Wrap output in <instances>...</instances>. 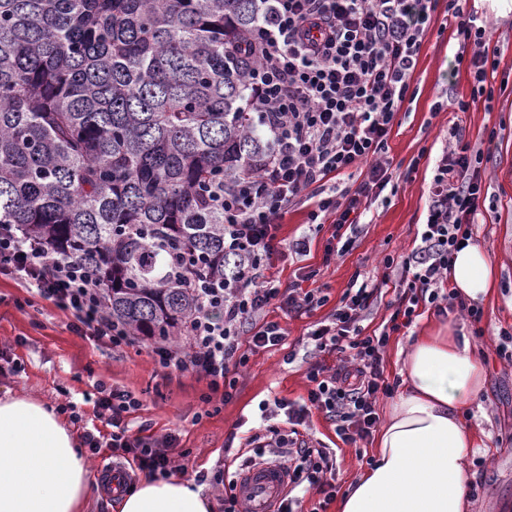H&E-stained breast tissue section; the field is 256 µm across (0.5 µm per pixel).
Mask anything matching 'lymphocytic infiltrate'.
<instances>
[{"label":"lymphocytic infiltrate","mask_w":512,"mask_h":512,"mask_svg":"<svg viewBox=\"0 0 512 512\" xmlns=\"http://www.w3.org/2000/svg\"><path fill=\"white\" fill-rule=\"evenodd\" d=\"M271 12L248 39L254 64L247 72L248 118L267 134L269 151L246 172L225 179L215 200L224 206V252L245 260L243 277L225 278L199 292V308L186 321L185 345L154 343L157 370L191 372L211 392L231 394L250 351L285 345L288 332L268 313L302 315L325 305L321 289L282 287L275 259L285 249L305 253L308 238L285 246L280 225L288 210L308 202V221L329 224L333 238L357 230L362 217L393 181L388 142L404 104L414 98L411 80L428 28L433 0H270ZM458 39L472 46L468 68L473 93L493 101L497 54L487 47L486 26L448 0ZM484 150L456 139L447 142L429 191L427 222L419 244L400 259H386L380 280L349 288L326 322L312 330L315 354H332L335 366L314 363L308 373L304 405L276 401L290 425L303 424L308 409L323 413L346 443L369 438L380 417L379 396L394 391L384 375L383 355L391 336L410 327L420 303L444 313L445 302L465 312L476 338H483L480 309L450 290L453 255L473 238L485 189ZM361 172L354 186L335 182ZM0 274L66 313L71 329L98 347L119 348L133 341L102 303L96 268L52 255L15 224H0ZM395 285L398 305L379 332L364 333L360 322L383 288ZM97 419L111 425L112 450L131 458L149 475L183 477L181 451L170 434L131 432L125 418L138 410L132 393L98 383L84 393ZM253 456L243 467L272 454L287 469L290 496L277 512H295L306 487L332 500L336 458L320 441H299L280 428L249 438Z\"/></svg>","instance_id":"obj_1"}]
</instances>
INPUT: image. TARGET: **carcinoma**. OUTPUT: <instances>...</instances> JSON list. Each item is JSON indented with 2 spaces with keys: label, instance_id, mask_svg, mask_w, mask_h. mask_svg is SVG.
I'll return each mask as SVG.
<instances>
[{
  "label": "carcinoma",
  "instance_id": "carcinoma-1",
  "mask_svg": "<svg viewBox=\"0 0 512 512\" xmlns=\"http://www.w3.org/2000/svg\"><path fill=\"white\" fill-rule=\"evenodd\" d=\"M260 0H0V224L100 270L112 319L179 333L224 254L208 189L269 149L247 122Z\"/></svg>",
  "mask_w": 512,
  "mask_h": 512
}]
</instances>
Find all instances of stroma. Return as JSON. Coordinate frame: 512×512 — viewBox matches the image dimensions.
Segmentation results:
<instances>
[{
    "instance_id": "stroma-1",
    "label": "stroma",
    "mask_w": 512,
    "mask_h": 512,
    "mask_svg": "<svg viewBox=\"0 0 512 512\" xmlns=\"http://www.w3.org/2000/svg\"><path fill=\"white\" fill-rule=\"evenodd\" d=\"M460 5L487 21L499 57L495 79L512 83V7L502 8L500 0H460ZM447 9L446 0H439L413 75L416 96L399 112L389 141L394 192L372 204L346 249L327 267L322 259L332 226L308 223V206L289 210L280 238L290 242L308 236L310 251L288 254L274 272L282 285L323 289L328 302L301 316L270 310L269 319L286 328L289 345L251 352L232 398L221 400L197 375L157 373L150 340L139 337L114 350L96 348L72 331L65 313L6 275H0V398L29 396L53 407L68 400L79 403L82 419L75 429L81 434L93 417L82 394L102 381L141 400V408L127 418L131 429L145 425L150 434L175 435L193 469L233 467L235 452L244 449L248 436L284 425V415L270 408L274 400L299 403L306 398V375L317 360L306 346L308 332L333 313L353 280L381 277L385 257L415 247L417 228L427 220L435 164L450 131L475 143L495 127L499 137L485 150L487 193L473 235L495 264L496 282L482 307L486 335L475 345L487 381L481 409L470 413L471 425L484 433L483 447L470 455V512H500L503 502L512 503V362L496 351L500 331H512V93L490 102L473 96L468 66L456 61L463 46L447 23ZM452 100L465 101L467 110L449 108ZM419 312L410 327L391 336L384 355V374L399 393L405 387L402 369L410 344L439 321L431 306H420ZM299 432L301 438L335 449L339 488H346L372 458L373 440L342 443L334 424L319 411L310 412Z\"/></svg>"
}]
</instances>
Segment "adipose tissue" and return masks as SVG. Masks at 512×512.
Returning a JSON list of instances; mask_svg holds the SVG:
<instances>
[{
	"instance_id": "ef3b65f1",
	"label": "adipose tissue",
	"mask_w": 512,
	"mask_h": 512,
	"mask_svg": "<svg viewBox=\"0 0 512 512\" xmlns=\"http://www.w3.org/2000/svg\"><path fill=\"white\" fill-rule=\"evenodd\" d=\"M495 267L478 244L454 255L449 281L467 303L492 294ZM406 385L389 408L373 462L340 496L336 512H469L471 449L480 432L464 416L479 405L486 369L463 329L415 337ZM93 484L78 434L30 397L0 398V512H85ZM182 477L144 476L120 492L118 512H211Z\"/></svg>"
}]
</instances>
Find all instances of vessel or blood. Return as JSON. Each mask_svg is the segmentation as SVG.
Masks as SVG:
<instances>
[{
    "label": "vessel or blood",
    "mask_w": 512,
    "mask_h": 512,
    "mask_svg": "<svg viewBox=\"0 0 512 512\" xmlns=\"http://www.w3.org/2000/svg\"><path fill=\"white\" fill-rule=\"evenodd\" d=\"M288 490L285 471L275 464H258L236 479L241 512H276L280 498Z\"/></svg>",
    "instance_id": "vessel-or-blood-1"
}]
</instances>
